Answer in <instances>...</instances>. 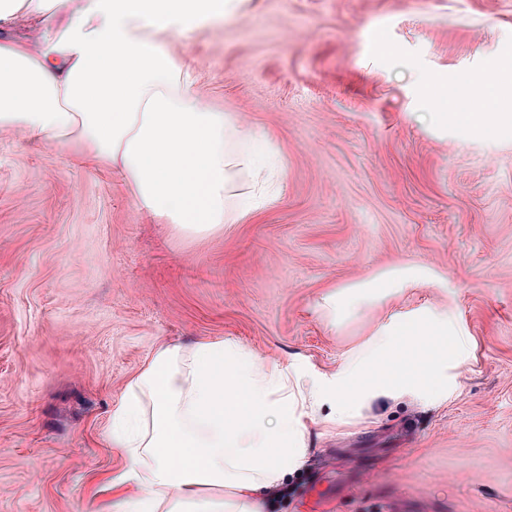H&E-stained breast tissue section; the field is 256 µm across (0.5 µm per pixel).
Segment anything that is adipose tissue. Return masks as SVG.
Here are the masks:
<instances>
[{
    "label": "adipose tissue",
    "mask_w": 512,
    "mask_h": 512,
    "mask_svg": "<svg viewBox=\"0 0 512 512\" xmlns=\"http://www.w3.org/2000/svg\"><path fill=\"white\" fill-rule=\"evenodd\" d=\"M230 2L80 0L78 24L57 26L38 49L0 43V128L117 168L142 210L188 233L248 223L255 209L235 181L257 170L246 136L167 48ZM511 85L512 71H500L483 111L445 121L485 134ZM439 321L436 333L423 313L379 325L330 386L221 338L158 344L112 409L107 440L124 460L105 486L113 512H267L306 461L309 424L334 435L356 406L431 388L448 362L462 363L455 326ZM329 401L335 410L320 415Z\"/></svg>",
    "instance_id": "obj_1"
}]
</instances>
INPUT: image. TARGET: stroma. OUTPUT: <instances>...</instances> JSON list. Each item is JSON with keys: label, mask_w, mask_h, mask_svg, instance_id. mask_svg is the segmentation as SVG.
<instances>
[{"label": "stroma", "mask_w": 512, "mask_h": 512, "mask_svg": "<svg viewBox=\"0 0 512 512\" xmlns=\"http://www.w3.org/2000/svg\"><path fill=\"white\" fill-rule=\"evenodd\" d=\"M77 0L0 24L41 45ZM209 102L271 145L276 197L196 237L120 171L0 128V512H104V430L162 341L231 339L327 381L389 318L447 313L465 363L444 401L378 400L269 512H512V131L436 120L512 66V0H234L168 44ZM448 87L422 95V78ZM421 267L430 285L387 274ZM359 302L328 320L327 290Z\"/></svg>", "instance_id": "1"}]
</instances>
